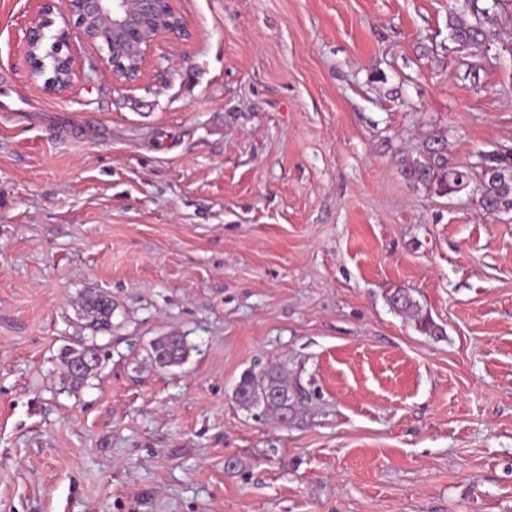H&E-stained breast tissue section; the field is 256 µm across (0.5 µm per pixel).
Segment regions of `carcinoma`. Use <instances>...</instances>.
<instances>
[{
  "label": "carcinoma",
  "mask_w": 512,
  "mask_h": 512,
  "mask_svg": "<svg viewBox=\"0 0 512 512\" xmlns=\"http://www.w3.org/2000/svg\"><path fill=\"white\" fill-rule=\"evenodd\" d=\"M453 38L462 45L477 44L485 38V32L477 25L463 21L452 26ZM406 172L410 179L423 185L434 184L442 194H454L466 189L474 178H479L482 194L480 207L493 214L504 206L512 207V154L489 153L484 155V167L477 174L467 168L457 166L448 159V150L443 140L426 147L425 159L410 163ZM389 303L399 313L413 312L418 317V326L424 332L433 328L428 314L422 313L419 304L412 295L398 288L389 295ZM85 311L90 316L91 329L98 332L112 330V297L96 294L86 300ZM151 357L159 368H169L183 364L189 354L185 337L166 334L150 343ZM100 351L96 337L80 339L65 346L60 352L63 378L72 388L84 384L100 366ZM270 389L281 390L288 394L287 400L270 401L266 393ZM306 399V391L296 385H290L282 372L269 367L259 371L253 369L244 372L234 389L235 402L252 412L283 416L295 420L299 407Z\"/></svg>",
  "instance_id": "1"
}]
</instances>
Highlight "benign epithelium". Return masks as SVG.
Masks as SVG:
<instances>
[{
	"label": "benign epithelium",
	"instance_id": "obj_1",
	"mask_svg": "<svg viewBox=\"0 0 512 512\" xmlns=\"http://www.w3.org/2000/svg\"><path fill=\"white\" fill-rule=\"evenodd\" d=\"M20 38L25 55L45 44L44 20L57 14L63 22L61 34L54 35L55 58L66 79L60 85L49 79L45 87L55 93L68 91L74 82L85 78L83 65L70 49L71 31L79 30L84 43L106 45L94 72L108 77L117 89L140 84L157 45L170 48L189 42L193 33L188 22L159 27L147 35L143 21L157 16L162 8L174 10L173 0H37Z\"/></svg>",
	"mask_w": 512,
	"mask_h": 512
}]
</instances>
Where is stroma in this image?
I'll return each instance as SVG.
<instances>
[{"instance_id": "obj_1", "label": "stroma", "mask_w": 512, "mask_h": 512, "mask_svg": "<svg viewBox=\"0 0 512 512\" xmlns=\"http://www.w3.org/2000/svg\"><path fill=\"white\" fill-rule=\"evenodd\" d=\"M176 5L139 86L55 95L0 0V512H512V211L404 171L512 152V14L464 49L465 0ZM270 365L311 394L285 425L233 398ZM389 303L398 313L414 312L418 317V326L424 332H429L433 328V322L430 316L423 314L419 304L412 295L405 289L398 288L389 295ZM85 311L91 317L89 325L98 332L112 330V297L104 294H96L86 300ZM151 357L154 364L159 368H169L183 364L189 354L185 336L166 334L158 336L150 343ZM164 357V362L159 357ZM97 336L88 340H77L65 346L60 352L63 378L71 388L84 384L100 366V351L103 348L96 343Z\"/></svg>"}]
</instances>
